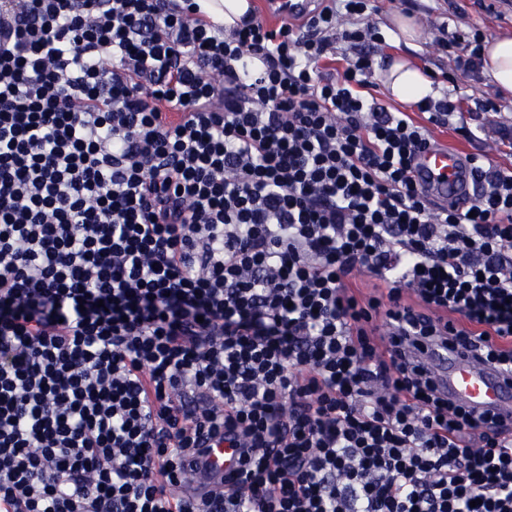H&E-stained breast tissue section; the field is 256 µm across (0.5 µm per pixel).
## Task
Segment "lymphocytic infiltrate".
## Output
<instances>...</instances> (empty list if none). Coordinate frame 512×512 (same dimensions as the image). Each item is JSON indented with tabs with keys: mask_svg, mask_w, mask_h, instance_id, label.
Listing matches in <instances>:
<instances>
[{
	"mask_svg": "<svg viewBox=\"0 0 512 512\" xmlns=\"http://www.w3.org/2000/svg\"><path fill=\"white\" fill-rule=\"evenodd\" d=\"M368 2L0 0V512H512V428L402 352L512 371V167L432 206ZM250 9L271 24H279L288 18H303L316 0H257L250 2ZM239 460V448H227L224 443L209 448L206 456L207 470L204 473H198L195 482L185 485V494L192 493L197 488L200 490V484L197 481L208 482L205 491L222 493L224 491V475L235 473L239 468Z\"/></svg>",
	"mask_w": 512,
	"mask_h": 512,
	"instance_id": "1",
	"label": "lymphocytic infiltrate"
}]
</instances>
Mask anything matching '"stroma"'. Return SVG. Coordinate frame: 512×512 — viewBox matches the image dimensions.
Wrapping results in <instances>:
<instances>
[{
	"label": "stroma",
	"mask_w": 512,
	"mask_h": 512,
	"mask_svg": "<svg viewBox=\"0 0 512 512\" xmlns=\"http://www.w3.org/2000/svg\"><path fill=\"white\" fill-rule=\"evenodd\" d=\"M378 8L377 19L380 29H387V20L393 13L400 12L412 15L424 28L427 38L420 47L414 50H406L404 45L390 42L383 46L376 58L377 70H384L386 64L392 58L402 53H411L416 64L424 69L432 71L434 75H448L457 81L460 92L464 96H472L480 99H492L501 107L500 114L491 115V122L512 123V96L503 97L498 89L490 84L484 74L464 73L456 70L454 63L445 52L438 49L434 42L437 36V28L441 23L457 25L458 21L453 13L454 5L465 6L467 16L466 25L479 30L484 39H492L503 33H512V11L506 9L500 0H482L481 4H474L473 0H375ZM461 112L456 115L455 129L432 127L431 134L434 138L447 141L452 147H467L468 151L483 148L494 162L512 166V143L501 142L493 131H485L482 146L467 143L466 139L457 132L458 126L473 125L474 120L469 112L468 104H461Z\"/></svg>",
	"instance_id": "1"
}]
</instances>
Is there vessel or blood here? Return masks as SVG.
Instances as JSON below:
<instances>
[{"instance_id": "obj_1", "label": "vessel or blood", "mask_w": 512, "mask_h": 512, "mask_svg": "<svg viewBox=\"0 0 512 512\" xmlns=\"http://www.w3.org/2000/svg\"><path fill=\"white\" fill-rule=\"evenodd\" d=\"M312 6L313 0H252L250 4L255 14L272 24L304 17ZM415 166L431 200L441 205H469L473 188L466 174L467 152L444 143L433 144L417 155ZM419 360L449 400L512 424V372L487 364L458 347L445 351L431 347L420 354ZM239 460V449L221 443L209 448L207 468L199 476L207 491L223 492L224 478L237 471Z\"/></svg>"}]
</instances>
